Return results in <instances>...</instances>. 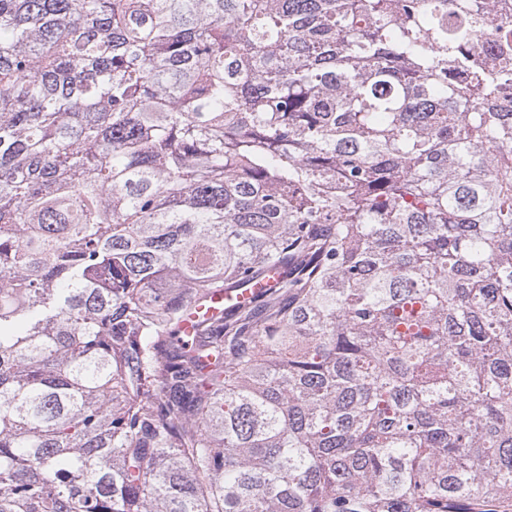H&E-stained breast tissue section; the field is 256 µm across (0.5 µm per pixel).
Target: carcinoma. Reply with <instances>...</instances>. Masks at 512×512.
<instances>
[{
  "label": "carcinoma",
  "instance_id": "obj_1",
  "mask_svg": "<svg viewBox=\"0 0 512 512\" xmlns=\"http://www.w3.org/2000/svg\"><path fill=\"white\" fill-rule=\"evenodd\" d=\"M447 3L0 0V512H512V33ZM274 283L270 279L268 281H261L251 288H226L224 293L220 292L217 295H213L207 304L196 306L195 313L189 316V320L182 322V328L187 332H191L193 321H197L200 317L208 319L224 314V307L233 308L235 301L239 303L252 301L253 298L265 292L266 288L271 287Z\"/></svg>",
  "mask_w": 512,
  "mask_h": 512
}]
</instances>
